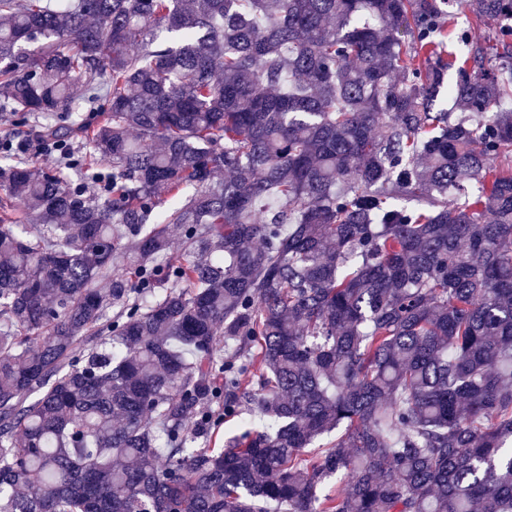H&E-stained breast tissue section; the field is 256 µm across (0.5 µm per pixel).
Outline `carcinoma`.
Returning <instances> with one entry per match:
<instances>
[{
  "label": "carcinoma",
  "mask_w": 512,
  "mask_h": 512,
  "mask_svg": "<svg viewBox=\"0 0 512 512\" xmlns=\"http://www.w3.org/2000/svg\"><path fill=\"white\" fill-rule=\"evenodd\" d=\"M455 2L494 59L448 0H0V99L96 112L0 168V512H512V0ZM450 11L454 12V19L451 27L456 31H464L470 42H479L487 45L495 44L496 26L491 21L476 22L469 14L459 13L456 6H449ZM94 119L95 113H92V111L82 108L80 104L77 110L75 112H71L69 114V117L65 121H61L57 117H48L39 119L36 123H32L31 125L30 123L25 124L19 129L20 134L18 139H21L23 145H29V148L25 149L26 154H21L22 159L27 162L28 166L31 169H34L39 172L55 170L58 167V151L55 152V155L52 156L44 155L37 157L34 154L35 146L37 145L39 140L37 138L39 137L37 135V131L40 129L41 126H45L47 124H54L55 122L74 126L76 131L74 139L71 142V147L75 152H89V148L85 146L82 138L79 136V131L82 125L91 123L92 121H94Z\"/></svg>",
  "instance_id": "1"
}]
</instances>
